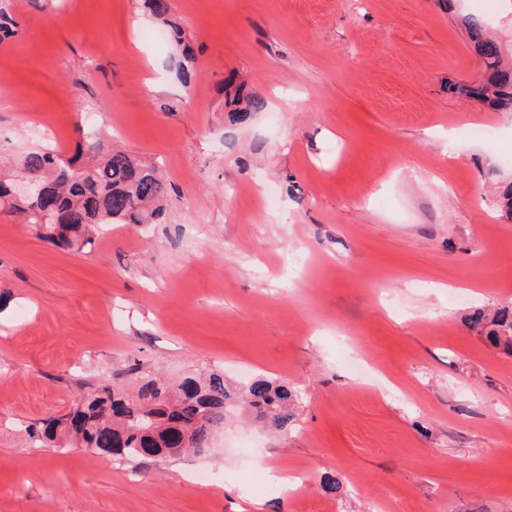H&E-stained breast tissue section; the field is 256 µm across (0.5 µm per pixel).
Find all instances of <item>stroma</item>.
<instances>
[{
	"instance_id": "1",
	"label": "stroma",
	"mask_w": 512,
	"mask_h": 512,
	"mask_svg": "<svg viewBox=\"0 0 512 512\" xmlns=\"http://www.w3.org/2000/svg\"><path fill=\"white\" fill-rule=\"evenodd\" d=\"M170 4L187 86L138 0L6 2L0 162L99 139L157 163L169 195L163 223L83 250L0 209V512H512V354L467 323L512 303V113L448 89L482 70L470 0ZM228 79L264 110L234 122ZM215 369L288 381V433L234 420L204 454L125 473L31 448L27 425L101 381ZM275 471L306 489L256 497Z\"/></svg>"
}]
</instances>
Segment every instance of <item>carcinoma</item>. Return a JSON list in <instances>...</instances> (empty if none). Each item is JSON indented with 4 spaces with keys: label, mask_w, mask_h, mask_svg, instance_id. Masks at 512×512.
I'll list each match as a JSON object with an SVG mask.
<instances>
[{
    "label": "carcinoma",
    "mask_w": 512,
    "mask_h": 512,
    "mask_svg": "<svg viewBox=\"0 0 512 512\" xmlns=\"http://www.w3.org/2000/svg\"><path fill=\"white\" fill-rule=\"evenodd\" d=\"M156 20L171 28L181 47L179 72L188 81V64L194 49L185 33L169 18V0H144ZM469 41L480 55L484 77L478 83L448 85V90L496 111L512 110V67L505 62L498 40L483 20L465 21ZM18 34V22L0 10V41ZM225 95L237 122L244 123L265 103L243 85L227 84ZM19 178L47 186L37 202L13 201L11 188ZM167 186L159 169L125 150H103L99 142L87 151L65 157L45 148L27 153L18 175L0 176V208L17 213L38 235L54 245L83 249L95 231L108 224H159L166 213ZM51 208L57 224H42L38 214ZM471 325L495 346L512 353V307L478 310L469 315ZM296 399L286 381L254 378L237 389L226 384L224 373L211 371L187 377L173 386L162 379L143 377L133 395L105 382L87 395L70 413L50 416L31 425L34 441L65 447L79 444L94 453H107L121 462L146 457L174 456L183 450L207 448L227 414L240 404L267 429L286 434L295 420L291 402Z\"/></svg>",
    "instance_id": "1"
}]
</instances>
